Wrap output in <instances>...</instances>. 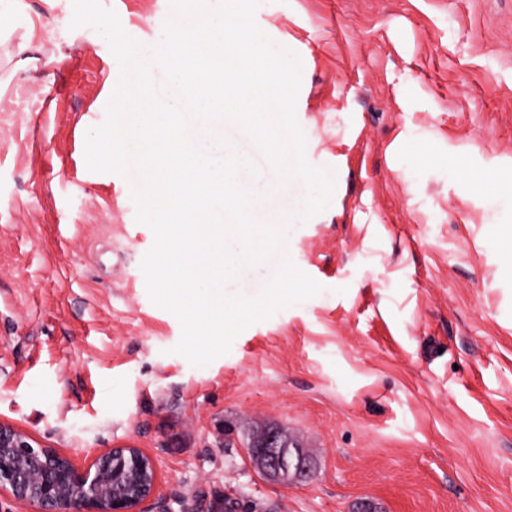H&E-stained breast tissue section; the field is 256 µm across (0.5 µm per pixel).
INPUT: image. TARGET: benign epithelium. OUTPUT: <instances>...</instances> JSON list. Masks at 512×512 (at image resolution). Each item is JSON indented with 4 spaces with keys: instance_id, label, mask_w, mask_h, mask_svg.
<instances>
[{
    "instance_id": "obj_1",
    "label": "benign epithelium",
    "mask_w": 512,
    "mask_h": 512,
    "mask_svg": "<svg viewBox=\"0 0 512 512\" xmlns=\"http://www.w3.org/2000/svg\"><path fill=\"white\" fill-rule=\"evenodd\" d=\"M266 476L292 481L310 477L301 454L289 455L281 431L272 430L253 452ZM155 458L133 445L107 448L80 464L56 448L37 443L26 431L0 422V496L7 495L35 512H146L143 505L160 496Z\"/></svg>"
}]
</instances>
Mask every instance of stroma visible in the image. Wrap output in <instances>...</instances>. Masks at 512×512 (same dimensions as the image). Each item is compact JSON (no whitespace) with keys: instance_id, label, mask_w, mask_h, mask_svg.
Segmentation results:
<instances>
[{"instance_id":"35a3bbf8","label":"stroma","mask_w":512,"mask_h":512,"mask_svg":"<svg viewBox=\"0 0 512 512\" xmlns=\"http://www.w3.org/2000/svg\"><path fill=\"white\" fill-rule=\"evenodd\" d=\"M161 40L169 0H100ZM73 0H0V421L79 463L153 455L149 512H512V0H259L299 56L329 207L288 222L318 295L204 366L149 298L129 183L88 170L120 65ZM30 39V64L16 45ZM315 461L260 473L251 429Z\"/></svg>"}]
</instances>
